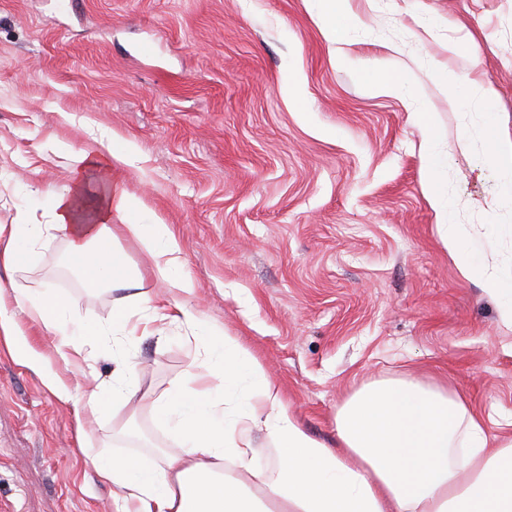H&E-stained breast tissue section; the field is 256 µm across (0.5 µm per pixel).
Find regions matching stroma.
Returning <instances> with one entry per match:
<instances>
[{
  "mask_svg": "<svg viewBox=\"0 0 512 512\" xmlns=\"http://www.w3.org/2000/svg\"><path fill=\"white\" fill-rule=\"evenodd\" d=\"M363 29L345 41L402 69L437 123L446 177L467 231L499 193L491 164L460 133L471 121L435 70L492 82L512 134V0H351ZM335 43L304 0H0V226L48 224L40 191L63 189L69 161L101 152V132L135 151L128 193L172 225L197 282L198 310L222 323L277 384L304 429L335 445L336 414L356 391L414 378L512 419V329L462 279L423 188L420 129L409 101L367 93L336 68ZM296 75L302 102L284 86ZM145 296L167 285L129 233L118 235ZM66 243L50 236L0 289L53 288L76 322L112 323V296L54 273ZM125 351L142 396L77 441L81 394L109 384L112 357L62 371L60 402L40 375L0 352V512H107L112 488L94 457L159 460L175 446L151 403L199 362L189 329Z\"/></svg>",
  "mask_w": 512,
  "mask_h": 512,
  "instance_id": "35a3bbf8",
  "label": "stroma"
}]
</instances>
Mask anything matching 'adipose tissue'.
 <instances>
[{
    "label": "adipose tissue",
    "mask_w": 512,
    "mask_h": 512,
    "mask_svg": "<svg viewBox=\"0 0 512 512\" xmlns=\"http://www.w3.org/2000/svg\"><path fill=\"white\" fill-rule=\"evenodd\" d=\"M307 3L330 41L363 26L350 0ZM53 147L70 157V184L41 195L51 223L11 225L0 240V266L22 269L47 236L60 235L84 284L114 292L112 325L73 323L66 299L52 288L0 292V350L18 353L20 312L52 331L54 357L67 367L90 361L87 337L111 339L112 382L88 392L76 413L81 440L87 424L138 393V371L124 356L132 340L152 335L162 343V325L181 324L201 349L196 370L153 405L177 451L152 465L125 455L94 459L98 478L112 486L113 512H512V436L496 434L464 399L439 388L367 384L339 410L335 446L311 437L252 354L191 305L197 284L174 229L122 186L119 168L133 163L132 149L108 139L104 162L61 141ZM120 227L141 242L169 295L142 298L141 274L116 244ZM258 431L274 451L263 471L254 465ZM228 461L235 474H225ZM249 477L260 494L246 486Z\"/></svg>",
    "instance_id": "1"
}]
</instances>
